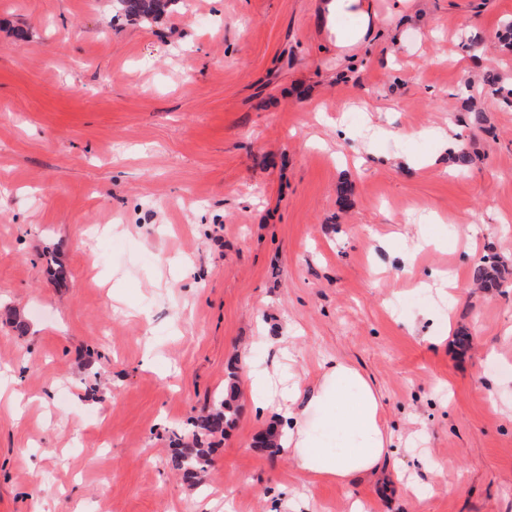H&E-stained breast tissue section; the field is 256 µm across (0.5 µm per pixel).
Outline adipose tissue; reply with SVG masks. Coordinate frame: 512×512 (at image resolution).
Instances as JSON below:
<instances>
[{
	"instance_id": "ef3b65f1",
	"label": "adipose tissue",
	"mask_w": 512,
	"mask_h": 512,
	"mask_svg": "<svg viewBox=\"0 0 512 512\" xmlns=\"http://www.w3.org/2000/svg\"><path fill=\"white\" fill-rule=\"evenodd\" d=\"M259 378L283 420L279 443L303 479L342 484L378 470L393 437L378 393L358 370L342 361L324 366L307 397L296 376L264 370Z\"/></svg>"
}]
</instances>
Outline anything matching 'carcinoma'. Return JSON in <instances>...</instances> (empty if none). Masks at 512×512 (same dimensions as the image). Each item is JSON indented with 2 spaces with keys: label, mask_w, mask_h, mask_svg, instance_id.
<instances>
[{
  "label": "carcinoma",
  "mask_w": 512,
  "mask_h": 512,
  "mask_svg": "<svg viewBox=\"0 0 512 512\" xmlns=\"http://www.w3.org/2000/svg\"><path fill=\"white\" fill-rule=\"evenodd\" d=\"M119 13L129 18H157L168 10L169 5L176 0H113ZM484 85L490 93L512 103V87L503 83L497 75H487ZM472 279L480 287L493 291L504 287L506 282L505 270L494 260H482L473 267ZM236 385L228 384L224 397L217 400L216 409L208 415L192 421V443L182 442L177 438L175 448L168 460L170 469L181 474L182 478L192 484L199 483V477L210 466L209 439L224 434L227 427L237 419L239 407L235 404Z\"/></svg>",
  "instance_id": "obj_1"
}]
</instances>
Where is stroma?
Here are the masks:
<instances>
[{
    "instance_id": "stroma-1",
    "label": "stroma",
    "mask_w": 512,
    "mask_h": 512,
    "mask_svg": "<svg viewBox=\"0 0 512 512\" xmlns=\"http://www.w3.org/2000/svg\"><path fill=\"white\" fill-rule=\"evenodd\" d=\"M321 2L0 0V512H512V107L481 82L512 76V0H368L367 32ZM451 125L462 172L426 135ZM486 256L508 288L473 283ZM286 351L376 388L378 473L305 484L257 447L250 375ZM232 373L189 485L172 434ZM118 13L129 18H157L176 0H113ZM234 376H230L224 398L217 400L216 409L192 421V444L182 442V436L176 437V447L167 464L189 483L198 484L199 477L210 466L211 447L208 440L216 434L224 435L226 428L230 427L238 417L239 407L235 404L236 385L235 382H231Z\"/></svg>"
}]
</instances>
